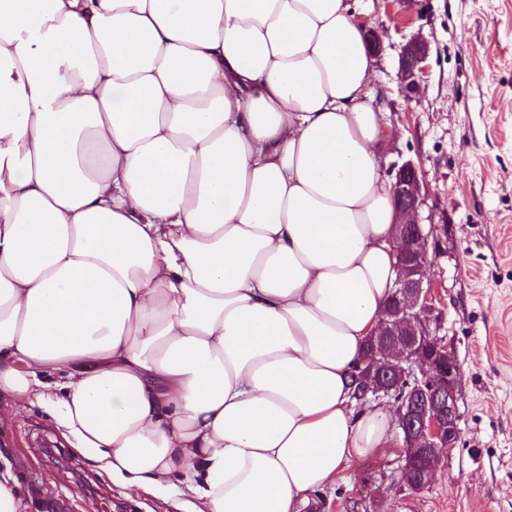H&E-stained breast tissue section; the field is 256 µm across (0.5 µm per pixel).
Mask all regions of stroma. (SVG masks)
<instances>
[{
    "mask_svg": "<svg viewBox=\"0 0 512 512\" xmlns=\"http://www.w3.org/2000/svg\"><path fill=\"white\" fill-rule=\"evenodd\" d=\"M383 30L376 83L426 192L434 315L460 365L461 439L429 489L400 482V449L317 494L318 512H512V0H355ZM430 47L415 99L398 91L402 45ZM0 452L24 462L33 512H181L114 484L38 409H0Z\"/></svg>",
    "mask_w": 512,
    "mask_h": 512,
    "instance_id": "obj_1",
    "label": "stroma"
}]
</instances>
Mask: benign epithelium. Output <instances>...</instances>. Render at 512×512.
Wrapping results in <instances>:
<instances>
[{"label":"benign epithelium","instance_id":"benign-epithelium-1","mask_svg":"<svg viewBox=\"0 0 512 512\" xmlns=\"http://www.w3.org/2000/svg\"><path fill=\"white\" fill-rule=\"evenodd\" d=\"M428 52V44L418 36L402 46L398 90L407 99L417 93ZM389 173L393 174L394 205L403 221L395 226L399 243L397 277L387 312L389 320L379 335L403 336L407 342L400 345L401 353L384 370L380 369L378 358L386 354V347L373 348L365 364L376 378L365 397L368 402L387 397L393 386L416 379L412 393L400 402L395 420L403 440V481L409 471L423 469L425 461L434 457H447L456 447L460 439V367L454 353L432 328L429 232L420 218L424 197L417 169L407 160L392 163Z\"/></svg>","mask_w":512,"mask_h":512}]
</instances>
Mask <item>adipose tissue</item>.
Returning <instances> with one entry per match:
<instances>
[{
	"label": "adipose tissue",
	"instance_id": "obj_1",
	"mask_svg": "<svg viewBox=\"0 0 512 512\" xmlns=\"http://www.w3.org/2000/svg\"><path fill=\"white\" fill-rule=\"evenodd\" d=\"M375 67L353 0H0V403L191 512L382 458Z\"/></svg>",
	"mask_w": 512,
	"mask_h": 512
}]
</instances>
